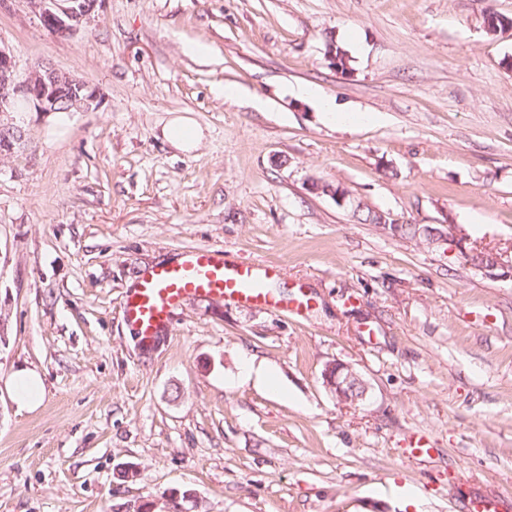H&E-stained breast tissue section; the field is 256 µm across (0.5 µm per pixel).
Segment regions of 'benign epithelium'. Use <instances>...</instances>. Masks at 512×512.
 I'll list each match as a JSON object with an SVG mask.
<instances>
[{
  "mask_svg": "<svg viewBox=\"0 0 512 512\" xmlns=\"http://www.w3.org/2000/svg\"><path fill=\"white\" fill-rule=\"evenodd\" d=\"M103 0H27L30 12L48 32L72 37L86 30L98 18ZM0 157L14 153L23 138L14 135L24 131L25 118L17 115L16 103H24V112H39L46 116L61 111L64 103L73 105L78 112H87L100 104L99 91L87 82L62 73L50 65H35L21 78L9 49L0 45ZM451 242L475 267L492 272L503 267L500 259L473 260L475 251L467 249L466 239L451 236ZM324 384L336 399L354 404L365 399L368 385L352 366L344 363L327 365Z\"/></svg>",
  "mask_w": 512,
  "mask_h": 512,
  "instance_id": "7a95c632",
  "label": "benign epithelium"
}]
</instances>
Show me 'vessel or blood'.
I'll list each match as a JSON object with an SVG mask.
<instances>
[{
  "instance_id": "obj_1",
  "label": "vessel or blood",
  "mask_w": 512,
  "mask_h": 512,
  "mask_svg": "<svg viewBox=\"0 0 512 512\" xmlns=\"http://www.w3.org/2000/svg\"><path fill=\"white\" fill-rule=\"evenodd\" d=\"M275 275V266L264 262L231 260L217 249L192 250L174 263L146 269L138 286L126 292L121 307L143 345L152 344L173 309L193 296L301 314L307 306L304 297L277 294L269 286Z\"/></svg>"
}]
</instances>
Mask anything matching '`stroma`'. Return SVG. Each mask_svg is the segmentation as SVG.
<instances>
[{"label":"stroma","mask_w":512,"mask_h":512,"mask_svg":"<svg viewBox=\"0 0 512 512\" xmlns=\"http://www.w3.org/2000/svg\"><path fill=\"white\" fill-rule=\"evenodd\" d=\"M491 11L512 0H104L68 39L0 8L19 73L101 95L58 135L28 113L0 157V512H408L412 489L427 512L476 493L512 512V277L314 189L512 264V30ZM324 97L362 121H325ZM177 115L204 132L188 154L162 136ZM205 248L276 265L308 309L191 297L142 347L123 296ZM335 362L363 402L325 387ZM21 370L43 382L30 409ZM422 231L426 234V236L429 237V239L432 240H437L440 238L442 241H448L449 239L451 242L454 243V246L458 248L460 253L464 255L467 261H469L470 264L474 265L478 269L487 272H492L498 268H503V264L500 262V259L497 256L490 257V259L480 257V260L474 261L473 256L475 255V251L467 249V247L465 246L466 239L463 236L458 237L457 235H452L450 232H448L447 235H444L445 239H442L441 233L437 235V232H434L427 228L423 229ZM449 235L451 236V239L449 238ZM324 384L337 400L352 402L363 401L368 393V385L352 366L344 363L327 365L324 371ZM15 400L21 408L37 404L43 394V385L40 377L34 372H22L13 380Z\"/></svg>","instance_id":"1"}]
</instances>
